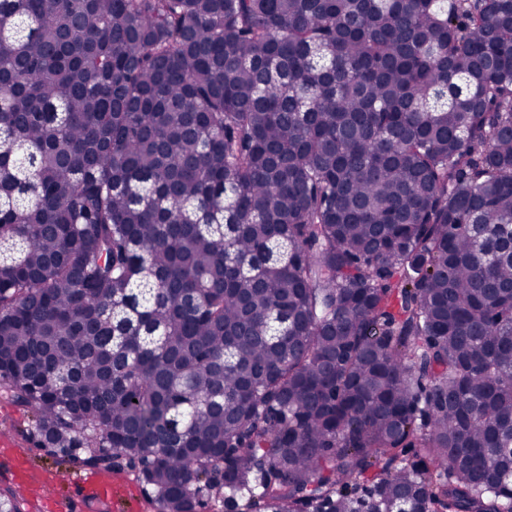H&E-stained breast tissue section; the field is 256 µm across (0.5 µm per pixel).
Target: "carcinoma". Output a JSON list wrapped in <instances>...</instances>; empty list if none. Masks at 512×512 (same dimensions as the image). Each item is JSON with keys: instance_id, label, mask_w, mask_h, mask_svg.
I'll return each mask as SVG.
<instances>
[{"instance_id": "cac0c4a2", "label": "carcinoma", "mask_w": 512, "mask_h": 512, "mask_svg": "<svg viewBox=\"0 0 512 512\" xmlns=\"http://www.w3.org/2000/svg\"><path fill=\"white\" fill-rule=\"evenodd\" d=\"M0 398L155 512H512V0H0Z\"/></svg>"}]
</instances>
